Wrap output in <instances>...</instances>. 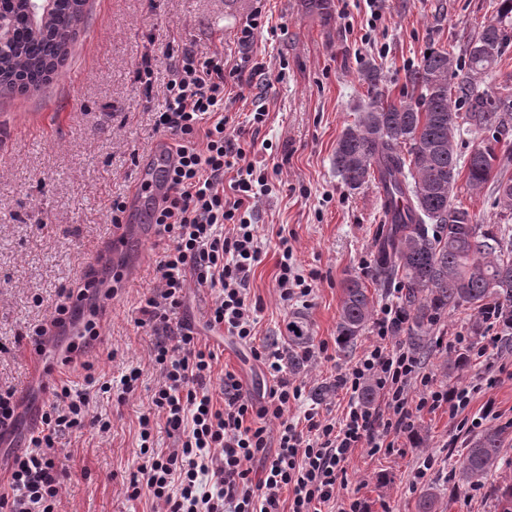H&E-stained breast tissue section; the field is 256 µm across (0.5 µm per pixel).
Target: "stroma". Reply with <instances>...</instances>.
Instances as JSON below:
<instances>
[{
  "label": "stroma",
  "mask_w": 512,
  "mask_h": 512,
  "mask_svg": "<svg viewBox=\"0 0 512 512\" xmlns=\"http://www.w3.org/2000/svg\"><path fill=\"white\" fill-rule=\"evenodd\" d=\"M263 4L270 31L239 46L236 34L256 4ZM500 0H334L330 21L310 13L304 0H88L79 37L65 62L39 90L0 96V386L21 400L46 401L50 388L69 381L86 389L83 372L63 367L58 349L33 353L29 330L50 314L62 289L77 287L88 271L108 277L121 268L122 285L106 304L101 337L92 360L99 382L110 392L96 394L93 411L111 421L102 434L88 426L63 432L55 462L63 475L57 512H158L152 498H128L125 485L140 457L139 419L152 412L160 379L152 360L155 337L140 326V302L155 284L157 236L146 201L135 198L140 174L153 153L165 147L153 130L168 78L167 46L190 49L205 59L224 51H245L266 64L262 94L228 104L231 121L264 107L267 119L253 137V162L264 164L271 187L260 197L255 222L262 261L252 272L248 297L259 302L257 331L267 343L287 347L288 322L303 325L311 345L331 344L330 359L314 358L295 369L309 388L305 405L340 416L348 397L336 376L352 365L372 341L363 330L349 352L335 344L340 300L346 280H360L376 304L392 287L378 281L371 265L382 233V199L376 184L351 189L333 165L336 143L367 103L361 80L365 68L381 67L389 99H400L406 74L433 48L462 54L481 24L495 17ZM154 59L152 88L137 81L143 56ZM127 203L131 231L120 248L109 247V211L115 198ZM455 202L484 223L512 235V211L495 202L489 188L473 190L458 179ZM285 231L302 274H316L307 303L282 304L276 285L278 231ZM214 291L189 286L181 310L202 341L214 348L218 367L234 369L256 395L265 373L247 347L206 324ZM450 355L434 349L423 364L437 381L462 386L492 376L497 357L464 370L449 367ZM139 368L138 388L125 401L117 390L125 370ZM325 386V399L314 388ZM499 413L494 428L504 431L502 456L492 480L480 491L462 485L460 464L474 439L457 435L446 409L424 415L420 448L392 456L356 450L350 460L349 489L371 512H417L422 490L434 488L437 512H496L492 488L512 477V380L476 394L470 413L487 399ZM436 463L422 485H413L421 451Z\"/></svg>",
  "instance_id": "35a3bbf8"
}]
</instances>
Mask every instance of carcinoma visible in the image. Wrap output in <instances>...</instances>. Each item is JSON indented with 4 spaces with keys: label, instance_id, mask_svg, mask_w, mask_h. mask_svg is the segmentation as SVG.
Masks as SVG:
<instances>
[{
    "label": "carcinoma",
    "instance_id": "1",
    "mask_svg": "<svg viewBox=\"0 0 512 512\" xmlns=\"http://www.w3.org/2000/svg\"><path fill=\"white\" fill-rule=\"evenodd\" d=\"M84 0H58L53 22L35 32L22 4L17 54L0 61V92L17 82L38 89L68 55L84 17ZM512 0H501L497 17L487 21L465 46L464 64L454 50L440 47L425 54L407 74L406 95L398 101L385 94L380 68L362 73L370 102L337 141L336 172L352 189L378 182L399 204L384 209L388 223L376 260L379 281L400 279L402 304L409 320L404 342L422 356L431 355L429 329L440 316L464 305L481 309L488 301L512 305V245L468 209L453 202L459 170L455 134L460 125L488 133L469 156L466 182L473 189L493 183L499 203L512 207V191H501L512 177H492L494 136L512 121V87L482 88L478 79L501 62L512 39L508 22ZM374 299L356 279L342 289L337 342L347 351L373 315ZM288 363L297 366L309 337H289ZM503 433L485 430L467 449L462 480L482 483L500 460ZM497 512H512V479L494 488Z\"/></svg>",
    "mask_w": 512,
    "mask_h": 512
}]
</instances>
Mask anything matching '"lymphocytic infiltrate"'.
Returning <instances> with one entry per match:
<instances>
[{
	"label": "lymphocytic infiltrate",
	"instance_id": "f902f5d3",
	"mask_svg": "<svg viewBox=\"0 0 512 512\" xmlns=\"http://www.w3.org/2000/svg\"><path fill=\"white\" fill-rule=\"evenodd\" d=\"M165 55L169 78L154 130L168 138L171 160L164 167L166 192L151 213L159 237L158 285L141 307L156 335L153 356L161 379L152 396L156 417L139 421L143 461L126 492L132 499L149 494L161 512H323L328 505L336 512H369L363 501L345 493L356 449L387 455L399 439L417 444L424 413L443 406L459 418L460 428L471 431L493 415L494 403L486 401L481 416L464 418L478 386L437 384L417 354L397 342L407 314L387 302L374 321V343L337 378L354 395L372 386L380 404L354 399L337 420L316 407L305 411L302 423L289 420L288 407L302 398L305 385L288 377L283 351L257 345L258 307L247 294L262 256L251 203L266 194L267 178L247 159L246 127L230 126L224 113L223 54L200 60L189 49L170 46ZM278 250L281 301L309 297L313 282L295 270L287 236H280ZM123 277L116 270L109 287L91 276L84 287L63 289L49 318L32 330L35 353H43L46 337L78 327L79 340L68 344L61 363L81 365L88 386L95 383L94 366L83 356L98 340L104 303ZM193 283L217 293L209 327L249 346L269 375L259 396L244 393L235 371L216 374V353L180 319ZM479 319L483 340L459 332L448 341V351L462 350L478 360L512 335V309L491 302ZM91 402L88 388L76 391L65 383L53 388L40 428L7 463L0 512H56L62 489L54 457L58 434L87 424L103 433L111 428L109 420L91 414ZM156 418L178 440L171 452L150 448ZM256 460L257 472L251 467Z\"/></svg>",
	"mask_w": 512,
	"mask_h": 512
}]
</instances>
